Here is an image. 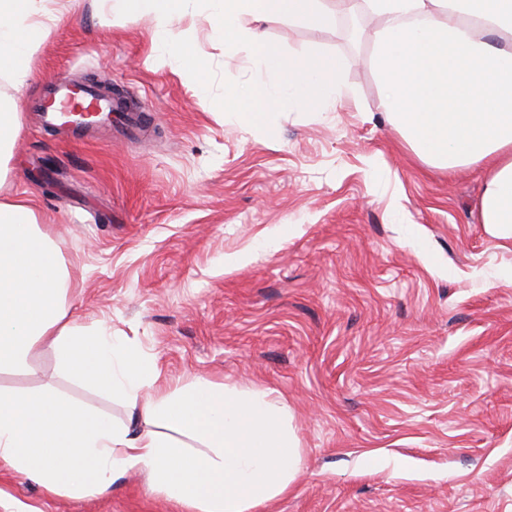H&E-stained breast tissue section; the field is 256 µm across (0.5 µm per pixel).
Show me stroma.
Masks as SVG:
<instances>
[{
	"label": "stroma",
	"mask_w": 512,
	"mask_h": 512,
	"mask_svg": "<svg viewBox=\"0 0 512 512\" xmlns=\"http://www.w3.org/2000/svg\"><path fill=\"white\" fill-rule=\"evenodd\" d=\"M59 7L0 190L38 199L72 273L69 325L130 338L173 388L275 390L300 464L257 512H512V238L479 221L481 169L427 166L380 112L364 0H333L326 28L259 23L284 54L340 58L348 91L265 130L200 104L147 17ZM180 28L212 93L262 79L203 17ZM63 74L133 91L153 131L83 144L43 129L44 86ZM239 253L246 264L225 265ZM29 363L0 372V390L48 384L127 422L120 397L62 373L48 346ZM0 489L40 512H184L137 473L80 499L18 473Z\"/></svg>",
	"instance_id": "obj_1"
}]
</instances>
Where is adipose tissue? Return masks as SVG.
<instances>
[{
  "label": "adipose tissue",
  "instance_id": "ef3b65f1",
  "mask_svg": "<svg viewBox=\"0 0 512 512\" xmlns=\"http://www.w3.org/2000/svg\"><path fill=\"white\" fill-rule=\"evenodd\" d=\"M379 27L378 107L425 164L485 166L479 217L512 238V0H366ZM57 0H0V178L19 131L18 89L58 19ZM70 273L26 194L0 199V368L52 347L61 369L120 395L139 430L61 398L0 391V471L46 496L107 491L129 471L186 512H254L285 494L300 461L288 408L270 390L198 378L170 388L129 340L65 323Z\"/></svg>",
  "mask_w": 512,
  "mask_h": 512
}]
</instances>
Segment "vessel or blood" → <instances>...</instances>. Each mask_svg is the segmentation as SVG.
Returning <instances> with one entry per match:
<instances>
[{
	"mask_svg": "<svg viewBox=\"0 0 512 512\" xmlns=\"http://www.w3.org/2000/svg\"><path fill=\"white\" fill-rule=\"evenodd\" d=\"M45 97L50 105L43 110L41 120L49 129L85 133L103 129L137 138L152 128L149 112L104 97L88 82L78 87L68 77H59L47 88Z\"/></svg>",
	"mask_w": 512,
	"mask_h": 512,
	"instance_id": "vessel-or-blood-1",
	"label": "vessel or blood"
}]
</instances>
